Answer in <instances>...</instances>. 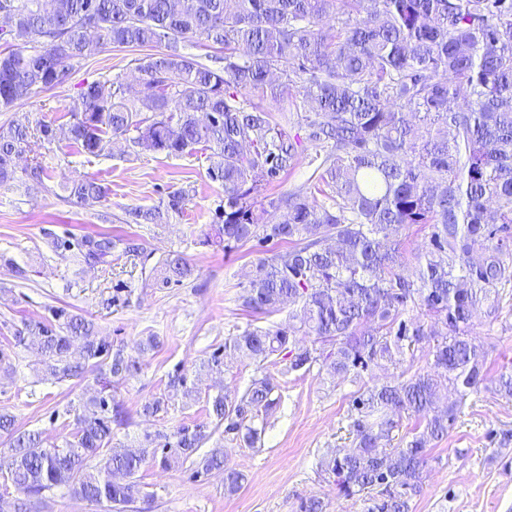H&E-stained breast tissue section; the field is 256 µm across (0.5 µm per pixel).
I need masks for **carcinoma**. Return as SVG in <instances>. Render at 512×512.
I'll return each mask as SVG.
<instances>
[{"label": "carcinoma", "mask_w": 512, "mask_h": 512, "mask_svg": "<svg viewBox=\"0 0 512 512\" xmlns=\"http://www.w3.org/2000/svg\"><path fill=\"white\" fill-rule=\"evenodd\" d=\"M0 110L22 107L69 75L94 47L154 48L134 59L141 78H117L81 91L83 109L67 123L0 126V185L16 180L49 192L48 166L16 159L35 137L64 138L98 156L114 138L133 152L179 156L200 152L207 176L224 188L204 243L230 249L252 239L288 244L259 260L240 296L253 313L295 309L282 328H247L224 348L265 362L285 354L288 372L319 363L329 375H353L372 363L401 364L430 333L419 311L443 328L433 367L389 384L363 388L354 401L353 440L321 463L337 494L376 492L371 512H410L422 490L428 447L448 435L466 398L487 380L483 349L469 338L479 307L512 285V0H0ZM40 41L31 45L32 36ZM217 46L204 64L180 51L190 38ZM297 91L312 111L296 113L315 148L307 184L270 201L281 211L259 223L258 196L293 169L300 141L261 104ZM58 198L94 206L109 188L85 177ZM189 193L170 192L128 213L135 224H166ZM429 228L427 247L407 249L403 231ZM73 265H112V256L150 259L134 236L96 232L54 238ZM159 281L179 284L195 266L169 252L152 267ZM313 344H299V337ZM14 345L36 347L42 371L56 382L95 372V394L62 444L37 432L11 436L12 468L0 482L29 497L65 488L104 512L134 501V476L149 462L187 461L219 430L252 447L276 411L280 386L264 374L240 395L206 397L207 421L146 437L140 452L112 445V425L129 417L112 384L140 370L121 346L95 336L94 322L64 308L16 331ZM459 396L445 402L443 390ZM179 397L201 398L187 373L168 375L166 393L143 405L156 414ZM415 419L399 448L380 444ZM224 469V491L243 475L225 468L224 449L199 461Z\"/></svg>", "instance_id": "obj_1"}]
</instances>
